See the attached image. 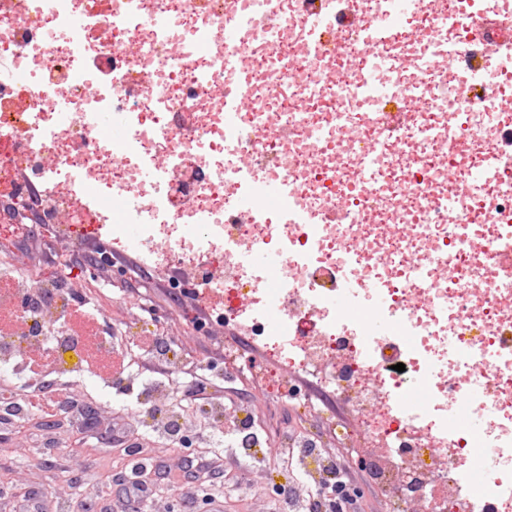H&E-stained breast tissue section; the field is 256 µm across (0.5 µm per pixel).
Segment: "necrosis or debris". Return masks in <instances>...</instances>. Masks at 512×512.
I'll use <instances>...</instances> for the list:
<instances>
[{"label":"necrosis or debris","mask_w":512,"mask_h":512,"mask_svg":"<svg viewBox=\"0 0 512 512\" xmlns=\"http://www.w3.org/2000/svg\"><path fill=\"white\" fill-rule=\"evenodd\" d=\"M392 3L0 0V199L38 193L47 222L101 224L126 193L113 238L132 227L133 250L168 247L228 320L321 373L375 450L390 512L425 505L432 484L464 512H512V268L497 259L512 250V65L486 85L479 23H512V0ZM241 90L249 107L227 115ZM411 95L421 109L389 133ZM104 112L125 119L122 157L91 134ZM334 206L348 223H328ZM252 251L286 265L267 276ZM11 283L13 301L44 298L0 335V367L22 374L43 346L67 374L71 343L48 326L71 298L35 272Z\"/></svg>","instance_id":"necrosis-or-debris-1"}]
</instances>
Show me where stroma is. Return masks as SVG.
<instances>
[{"mask_svg":"<svg viewBox=\"0 0 512 512\" xmlns=\"http://www.w3.org/2000/svg\"><path fill=\"white\" fill-rule=\"evenodd\" d=\"M101 245L95 225H83L81 235L65 242L59 237L58 225L15 224L0 211V257L8 260L12 270L22 273L34 267L46 277L61 271L82 279L86 299L96 308L95 314L85 319L83 330L98 335L110 330L120 336L114 353L115 387L100 382V362L91 350L85 355V372L68 385L75 405L97 413L95 430H79L69 413L50 422L34 413L21 423L0 426V512H10L13 500L24 495L65 496L84 489L85 460L89 457L113 477L110 484L89 489L96 512H131L134 501H122L121 496L138 478L126 446L112 439L113 425L141 414L133 395L127 392L126 379L130 376L141 381L171 377L186 386L192 378L202 379L203 398L222 400L226 407L235 408L238 417L255 420L263 437L265 467L248 468L237 475H214L198 492L195 512H209V496L217 491L224 495L225 512H274L273 488L288 477L275 458L280 442L291 433L325 440L335 424L342 425L352 441L351 447H333L329 453L335 457L343 480L363 490L356 512H388L386 498L370 470L356 463V447L363 442V432L326 383L242 334L212 305L190 292L175 296L176 283L189 288L196 283L193 269L173 258L148 266L137 253L123 247L110 248L111 266H88V258ZM152 334L167 340L174 357L161 359L139 348V341ZM229 362L236 368L230 377L224 372ZM282 380L301 391L308 409L295 407L292 400L280 395L277 384ZM37 436L56 441L53 464H45L41 449L33 447ZM140 444V462H164L173 482L193 481L196 459L208 452L219 455L226 451L221 441L208 447L197 442L190 448L175 441L147 438Z\"/></svg>","mask_w":512,"mask_h":512,"instance_id":"obj_1","label":"stroma"}]
</instances>
